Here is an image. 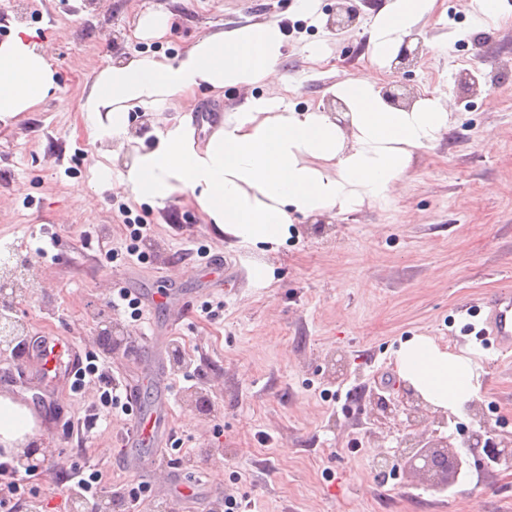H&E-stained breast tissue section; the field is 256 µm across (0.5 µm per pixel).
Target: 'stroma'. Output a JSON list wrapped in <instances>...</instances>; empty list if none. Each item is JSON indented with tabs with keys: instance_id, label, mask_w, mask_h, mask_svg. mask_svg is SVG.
<instances>
[{
	"instance_id": "35a3bbf8",
	"label": "stroma",
	"mask_w": 512,
	"mask_h": 512,
	"mask_svg": "<svg viewBox=\"0 0 512 512\" xmlns=\"http://www.w3.org/2000/svg\"><path fill=\"white\" fill-rule=\"evenodd\" d=\"M386 3L349 0L358 22L338 32L327 26L336 0H319L315 19L295 0H0V41L16 24L35 29L53 49L59 82L33 112L0 129V244L29 259L33 279L28 298L0 305L26 325L0 356V395L31 409L41 442L59 458L30 476L24 497L0 501V512H71L78 484L65 480L66 465L94 466L107 493L136 481L126 463L132 450L121 442L130 418L101 404L98 377L137 388L150 408L154 336L171 383L174 445L135 450L154 462L141 512H187L172 501L174 468L204 471L206 485L248 500L249 512H512V469L477 460L469 447L482 431L512 440V357L478 335L482 297L512 289V0L481 31L473 0H436L418 26L421 60L382 73L383 84L446 98L456 118L435 147L416 154L388 202L299 219V238L261 252L225 243L185 192L153 206L109 192L93 205L86 198L99 159L80 116L91 63L173 57L205 30L287 21L279 83L202 88L174 98L165 114L131 115L139 137L160 118L192 115L203 142L205 105L234 112L251 97L280 95L299 110L325 106L331 86L371 67V26ZM148 12L171 14L166 38L138 33ZM315 46L323 59L311 60ZM463 71L477 86L458 83ZM77 183L85 196L75 194ZM127 217L147 227L144 258L128 253ZM257 263L269 268L270 285L253 282ZM118 288L141 299V316L112 309ZM186 297L198 305L193 313L183 311ZM206 301L213 316L199 308ZM113 321L124 341L109 350L100 332ZM416 335L484 353L475 411L445 425L431 416L413 429L400 417L373 424L372 398L402 391L393 352ZM47 337L93 358L98 375L78 390L68 371L45 377L37 356ZM194 391L209 397L198 411L184 401ZM90 414L97 426L85 438L78 427ZM409 435L448 438L466 471L444 485L400 465L386 480L375 460L393 456Z\"/></svg>"
}]
</instances>
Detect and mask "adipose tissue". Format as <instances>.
I'll return each instance as SVG.
<instances>
[{"mask_svg":"<svg viewBox=\"0 0 512 512\" xmlns=\"http://www.w3.org/2000/svg\"><path fill=\"white\" fill-rule=\"evenodd\" d=\"M435 0H389L372 25L376 70L334 85L344 111L299 112L281 97L250 99L244 109L217 116L206 142L194 136L191 116L155 128L151 141L134 137V110H163L177 95L201 88L252 85L275 72L285 35L263 22L204 33L180 55L138 54L92 66L80 112L102 150L96 165L100 190L122 189L137 204H155L178 192L229 243L287 244L298 218L341 215L364 204L385 203L406 178L417 152L434 146L452 122L439 97L392 107L379 76L404 40L433 10ZM58 88L47 44L16 26L0 42V125L14 123ZM125 153V170L111 162ZM400 378L428 404L465 416L483 386L481 351H451L428 336L395 350ZM36 443L30 410L0 396V448Z\"/></svg>","mask_w":512,"mask_h":512,"instance_id":"obj_1","label":"adipose tissue"}]
</instances>
